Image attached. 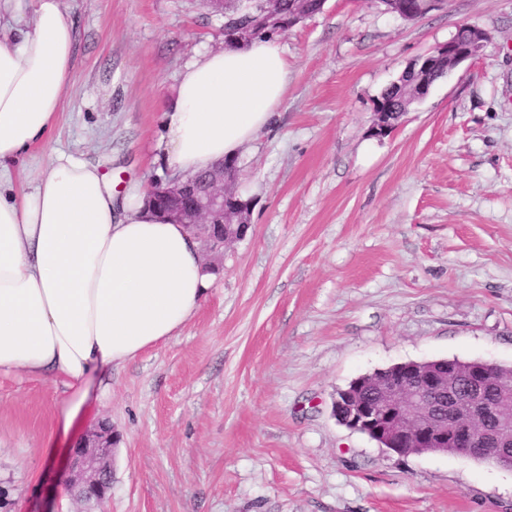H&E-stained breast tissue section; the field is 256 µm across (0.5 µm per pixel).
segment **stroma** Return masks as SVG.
Wrapping results in <instances>:
<instances>
[{"mask_svg": "<svg viewBox=\"0 0 512 512\" xmlns=\"http://www.w3.org/2000/svg\"><path fill=\"white\" fill-rule=\"evenodd\" d=\"M70 83L45 146L118 191L165 181L162 114L184 67L224 46L203 0H66ZM464 23L483 56L438 79L398 126L382 93ZM276 41L290 64L275 127L238 153L246 237L211 264L170 340L96 375L55 430L60 379L0 377L8 512H512V471L399 456L337 422V389L406 361L512 365V0H449L414 21L326 0ZM110 421L112 486L74 499L69 462ZM55 447L53 465L44 454ZM400 97V89L397 90H391L388 89L382 94L381 100L379 101L375 115V123L373 125V128L377 134H385L390 129L393 128V123L390 118L392 112H396L395 115H393V119L395 120V124H399L401 121V118L405 111L400 103L398 102V99ZM382 98H388L390 101L393 99L396 100V102H393V111L391 112V105L387 102V100H384Z\"/></svg>", "mask_w": 512, "mask_h": 512, "instance_id": "obj_1", "label": "stroma"}]
</instances>
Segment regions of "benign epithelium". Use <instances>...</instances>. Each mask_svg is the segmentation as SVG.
I'll return each instance as SVG.
<instances>
[{"instance_id":"1","label":"benign epithelium","mask_w":512,"mask_h":512,"mask_svg":"<svg viewBox=\"0 0 512 512\" xmlns=\"http://www.w3.org/2000/svg\"><path fill=\"white\" fill-rule=\"evenodd\" d=\"M266 7L244 21L228 22L234 36L249 41L260 30L286 32L305 18L318 13L313 0H294L286 10L281 0H265ZM487 36L476 25H466L463 36L456 35L402 72L400 86L408 101L423 99L431 83L421 77L424 71L450 72L464 61L482 55ZM373 128L384 134L393 128L391 105L380 100ZM236 160L219 161L194 176L175 178L150 185L149 202L173 224L189 230L205 229L202 241L207 251L219 253L224 245L241 240L249 228L251 201L242 200L233 189ZM456 368L445 362L440 369L406 363L395 372L394 380L381 384L383 398L371 403L360 401L356 386L344 392L336 403L346 409L345 425L367 435L385 449L400 456L422 455L456 449L471 455L486 448H498L496 463H512V430L502 426V416L488 412L482 396L487 381L496 379L506 405L512 404V377H495L494 365L481 362L468 375L470 388L456 392ZM112 431L103 426L92 432L75 450L70 483L81 500H101L110 487L112 475Z\"/></svg>"}]
</instances>
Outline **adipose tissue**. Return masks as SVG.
Listing matches in <instances>:
<instances>
[{"label":"adipose tissue","instance_id":"obj_1","mask_svg":"<svg viewBox=\"0 0 512 512\" xmlns=\"http://www.w3.org/2000/svg\"><path fill=\"white\" fill-rule=\"evenodd\" d=\"M75 39L64 0H0V375L63 379L65 433L92 375L172 338L207 283L197 240L140 186L115 194L98 166L61 150L16 186L14 163L57 122ZM287 84L268 39L188 64L163 116L164 165L193 174L235 157L273 124Z\"/></svg>","mask_w":512,"mask_h":512}]
</instances>
